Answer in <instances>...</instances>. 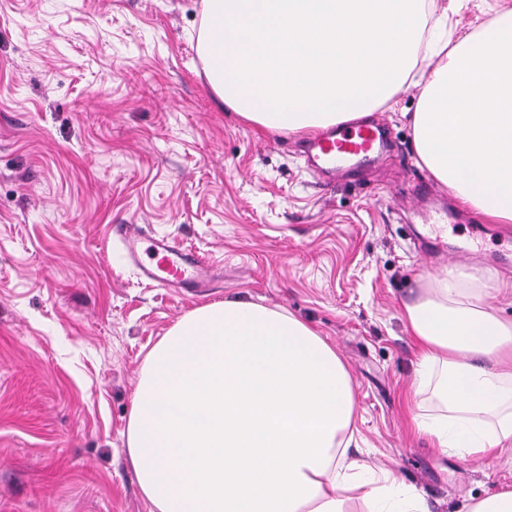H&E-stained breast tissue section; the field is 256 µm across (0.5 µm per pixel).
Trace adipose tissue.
Segmentation results:
<instances>
[{
	"mask_svg": "<svg viewBox=\"0 0 512 512\" xmlns=\"http://www.w3.org/2000/svg\"><path fill=\"white\" fill-rule=\"evenodd\" d=\"M197 53L218 99L259 130L315 135L412 84L416 152L464 207L512 224V10L425 39L424 0H202ZM412 423L463 459L512 450V320L464 266L405 303ZM347 366L311 326L241 299L197 308L149 352L126 428L151 512H427L390 471L349 458Z\"/></svg>",
	"mask_w": 512,
	"mask_h": 512,
	"instance_id": "ef3b65f1",
	"label": "adipose tissue"
}]
</instances>
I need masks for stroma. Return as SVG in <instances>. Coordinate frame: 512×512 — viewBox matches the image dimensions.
Wrapping results in <instances>:
<instances>
[{"instance_id":"35a3bbf8","label":"stroma","mask_w":512,"mask_h":512,"mask_svg":"<svg viewBox=\"0 0 512 512\" xmlns=\"http://www.w3.org/2000/svg\"><path fill=\"white\" fill-rule=\"evenodd\" d=\"M476 34L512 0H437ZM202 0H0V512H149L123 432L149 350L209 302L292 313L347 365L355 438L429 512L512 489V467L410 426L402 309L460 264L512 276V224L454 203L420 163L412 87L375 110L376 162L328 183L303 136L258 131L213 93ZM432 200L443 221L424 223ZM141 224L223 271L209 297L140 278L112 236Z\"/></svg>"}]
</instances>
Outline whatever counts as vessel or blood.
Wrapping results in <instances>:
<instances>
[{
    "label": "vessel or blood",
    "instance_id": "obj_1",
    "mask_svg": "<svg viewBox=\"0 0 512 512\" xmlns=\"http://www.w3.org/2000/svg\"><path fill=\"white\" fill-rule=\"evenodd\" d=\"M384 149L379 124L351 123L319 136L311 146L317 170L336 172L352 163L372 161ZM121 239L130 265L144 280L173 288H202L211 277L202 258L186 252L168 238L144 234L139 225L121 227Z\"/></svg>",
    "mask_w": 512,
    "mask_h": 512
}]
</instances>
